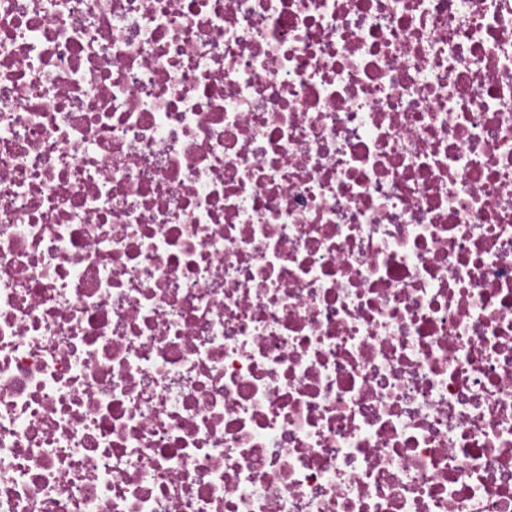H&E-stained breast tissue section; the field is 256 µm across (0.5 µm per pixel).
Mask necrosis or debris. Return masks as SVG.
Masks as SVG:
<instances>
[{
    "label": "necrosis or debris",
    "mask_w": 512,
    "mask_h": 512,
    "mask_svg": "<svg viewBox=\"0 0 512 512\" xmlns=\"http://www.w3.org/2000/svg\"><path fill=\"white\" fill-rule=\"evenodd\" d=\"M0 512H512V0H0Z\"/></svg>",
    "instance_id": "1"
}]
</instances>
